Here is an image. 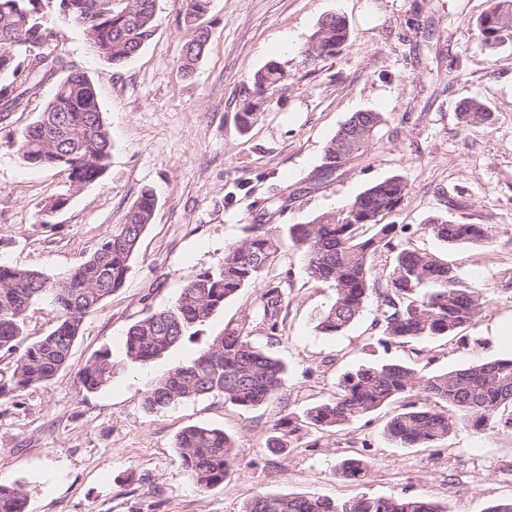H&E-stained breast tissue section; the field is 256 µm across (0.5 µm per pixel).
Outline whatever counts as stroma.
<instances>
[{
	"mask_svg": "<svg viewBox=\"0 0 512 512\" xmlns=\"http://www.w3.org/2000/svg\"><path fill=\"white\" fill-rule=\"evenodd\" d=\"M486 0H211L195 27L207 51L192 75L180 68L185 22L181 0H158V29L124 65L92 51L82 30L55 20L53 47L96 82L112 135L109 165L98 180L74 188L61 168L23 163L9 142L52 96L47 80L0 128V265L58 277L89 256L140 191L157 206L122 288L87 316L66 365L48 383L0 397V483H20L27 512H241L261 492L315 494L345 500L417 495L448 512H485L512 499V439L458 429L429 448H400L383 435L393 408L344 430H302L286 453L271 452L273 424L336 389L344 372L386 359L438 373L512 354L497 334L512 322V295L491 291L512 268V39L486 44L477 21ZM344 17L350 40L334 56L306 67L299 52L318 21ZM277 63L289 76L268 92L246 131L237 113L252 74ZM478 98L491 118L466 127L459 104ZM383 113L359 164L320 178L324 149L356 112ZM404 179L408 193L385 221L406 226L420 247L447 254L487 303L470 335L482 347L445 339L388 348L371 343L380 315L369 300L360 319L337 337L315 330L334 292L310 280L302 254L283 246L268 280L284 305L277 332L249 287L167 355L142 366L124 360L122 341L135 321L169 307L195 274L219 267L224 250L278 196L287 209L277 224H305L338 210L371 185ZM67 197L53 215L44 207ZM457 208H450V201ZM490 225L482 244L447 245L421 234L434 217ZM249 316L253 341L288 367L276 397L243 409L220 396L152 412L144 396L152 379L190 361L226 326ZM118 362L112 381L88 393L79 373L101 350ZM218 428L236 442L238 463L224 483L199 493L179 458L178 433ZM361 455L364 485L340 479L338 462Z\"/></svg>",
	"mask_w": 512,
	"mask_h": 512,
	"instance_id": "stroma-1",
	"label": "stroma"
}]
</instances>
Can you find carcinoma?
<instances>
[{
  "label": "carcinoma",
  "instance_id": "carcinoma-1",
  "mask_svg": "<svg viewBox=\"0 0 512 512\" xmlns=\"http://www.w3.org/2000/svg\"><path fill=\"white\" fill-rule=\"evenodd\" d=\"M60 11L78 25L106 64L117 67L136 55L158 27L157 0H58ZM487 44L512 37V0H489L479 21ZM55 27L39 8V0H0V121L11 108L36 95L45 79L64 73L52 97L35 121L12 141L21 159L35 167L65 168L76 173L75 186L97 180L104 173L112 137L103 119L95 81L72 68L52 49ZM349 39L345 21L335 15L322 19L301 63L312 66L336 54ZM208 33L200 28L187 34L180 68L194 71L203 56ZM284 72L273 63L252 76V98L238 112L239 127L254 120L267 91L284 84ZM490 118L485 105L471 99L459 110L467 126ZM380 112H356L327 142L320 176L329 178L362 158L383 124ZM407 184L392 176L378 182L338 211L323 213L306 224L286 228L290 246L302 252L308 277L334 288L330 306L316 318L323 336L342 335L362 314L367 302L380 301L376 320L380 345L408 344L448 338L475 325L487 299L458 273L446 256L415 246L404 225L384 224L407 195ZM288 207L281 196L272 201L248 235L224 252L216 270L196 274L168 308L132 324L124 337L126 359L147 365L198 333V328L225 301L241 289L257 284L275 262L283 246L280 226L264 217ZM156 199L143 189L95 251L59 278L36 270L0 265V352L14 356L10 384L0 386V396L49 382L67 363L84 319L125 282L140 238L152 223ZM375 232L366 238L359 229ZM424 233L445 244H478L492 239L486 224H464L433 218ZM389 259L386 278L377 275L372 257ZM283 293L268 282L261 294L263 315L276 333ZM47 300L57 312V322L42 338L24 343V326L30 307ZM245 315L226 327L188 363L170 368L150 384L145 407L164 411L187 400L220 394L244 409L274 398L286 374L281 360L255 346ZM117 363L108 351L90 359L79 374L83 390L93 393L112 381ZM403 399L402 411L386 423L384 433L400 448L430 447L455 432L470 427L512 436V356L496 357L461 368L424 374L402 361L362 365L343 374L336 391L307 406L300 415H287L273 425L269 447L288 451L292 437L302 427L340 431L345 426ZM182 463L199 491L224 483L237 457L235 441L220 429L190 426L176 438ZM368 462L359 456L343 459L336 475L362 485ZM27 494L18 483H0V512H26ZM242 512H447L435 501L419 496H372L361 493L343 501L318 495L260 493Z\"/></svg>",
  "mask_w": 512,
  "mask_h": 512
}]
</instances>
